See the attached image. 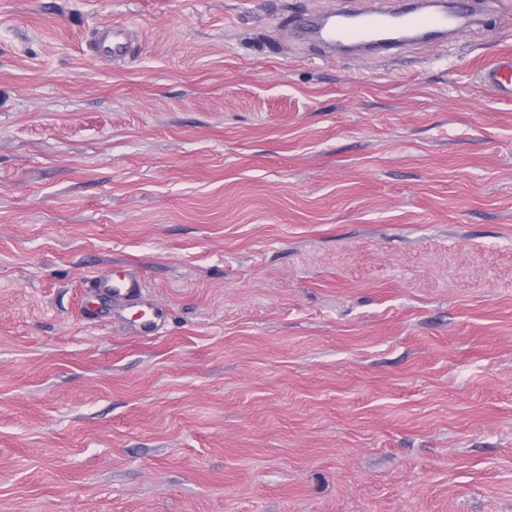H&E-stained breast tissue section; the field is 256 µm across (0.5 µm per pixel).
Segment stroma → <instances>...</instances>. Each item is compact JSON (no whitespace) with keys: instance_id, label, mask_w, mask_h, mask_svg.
<instances>
[{"instance_id":"stroma-1","label":"stroma","mask_w":512,"mask_h":512,"mask_svg":"<svg viewBox=\"0 0 512 512\" xmlns=\"http://www.w3.org/2000/svg\"><path fill=\"white\" fill-rule=\"evenodd\" d=\"M392 2L0 0V512H512V0ZM438 7L436 2L425 1L410 13L396 15L379 10L359 16L356 22L336 20V15L330 14L313 28V33L329 45L347 42L356 48L375 45V34L394 23L412 37H419L454 25L456 16ZM131 46L130 31L126 27L112 26L107 32L90 44L93 55L110 54L112 57L124 55ZM512 52L506 51L502 56L484 64L479 71L482 83L501 95L512 97ZM118 286L112 285V277L106 280L96 282L97 288H103L110 294L112 292L115 296L132 298L134 297L139 288V280L134 273H128L121 280ZM113 288V289H112Z\"/></svg>"}]
</instances>
